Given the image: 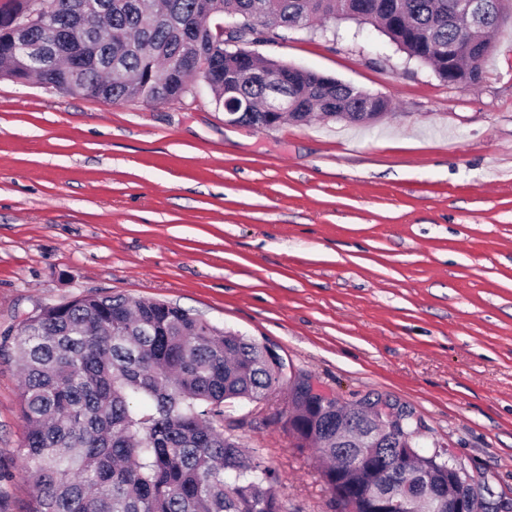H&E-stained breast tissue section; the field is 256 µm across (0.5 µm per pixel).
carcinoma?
I'll list each match as a JSON object with an SVG mask.
<instances>
[{"instance_id":"cac0c4a2","label":"carcinoma","mask_w":512,"mask_h":512,"mask_svg":"<svg viewBox=\"0 0 512 512\" xmlns=\"http://www.w3.org/2000/svg\"><path fill=\"white\" fill-rule=\"evenodd\" d=\"M462 0H8L0 6V77L32 78L57 92L105 103L181 100L205 89L217 105L247 100V125L323 118L360 123L388 101L334 78L265 58L239 46L256 25L273 38L315 18L379 27L409 57L434 53L448 81V45L457 46L460 84L481 79L489 34L463 39L464 20L448 10ZM392 3L404 12L391 23ZM49 11L56 30L38 21ZM28 23L57 59L31 65L12 41ZM21 369L24 470L32 482L25 512H282L279 479L259 455L224 435V408L260 402L283 381L268 348L160 300L97 295L45 306L13 338ZM378 399L326 410L289 386L288 432L299 448L327 461L323 478L346 512H377L405 493L414 512H448L445 492L461 476L447 452L422 456L412 444L380 440L358 448L352 437L377 429Z\"/></svg>"}]
</instances>
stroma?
<instances>
[{
	"label": "stroma",
	"instance_id": "35a3bbf8",
	"mask_svg": "<svg viewBox=\"0 0 512 512\" xmlns=\"http://www.w3.org/2000/svg\"><path fill=\"white\" fill-rule=\"evenodd\" d=\"M387 99L361 126L230 125L212 96L114 104L0 79V335L45 306L158 299L270 347L284 378L410 409L488 512H512V15L481 82L441 81L369 24L249 42ZM20 377L0 349V512H24ZM287 390L225 433L283 512H340Z\"/></svg>",
	"mask_w": 512,
	"mask_h": 512
}]
</instances>
